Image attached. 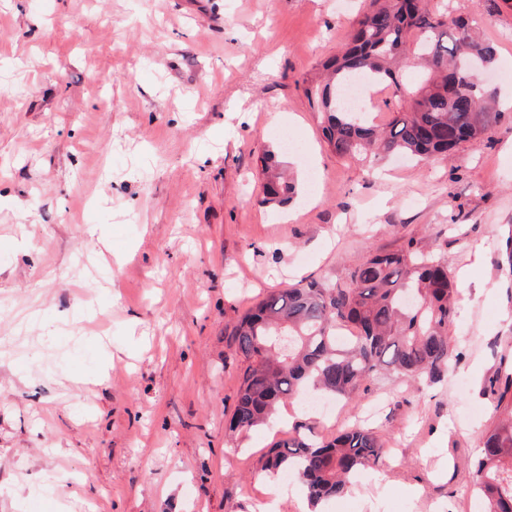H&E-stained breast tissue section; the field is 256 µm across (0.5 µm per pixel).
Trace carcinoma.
Instances as JSON below:
<instances>
[{"label":"carcinoma","mask_w":512,"mask_h":512,"mask_svg":"<svg viewBox=\"0 0 512 512\" xmlns=\"http://www.w3.org/2000/svg\"><path fill=\"white\" fill-rule=\"evenodd\" d=\"M495 50L464 18L448 21L446 0H373L358 20L342 57L327 64L319 116L328 145L340 157H446L476 141L498 121L494 95L476 83ZM427 67L419 87L396 69ZM394 87L384 101L390 120L377 125L347 108L343 89L356 77ZM272 150L261 157L266 177L261 203L282 205L297 193ZM458 290L445 258L415 247L372 251L340 287L312 282L268 292L233 327L235 354L244 364L229 431L265 424L281 403L306 392L353 399L373 374L436 382L452 358L448 328ZM382 446L369 430L353 427L328 440L288 434L264 455L263 468L292 474L316 508L342 495L350 477L377 466ZM483 512H512V421L484 436L474 470Z\"/></svg>","instance_id":"obj_1"}]
</instances>
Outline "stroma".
Instances as JSON below:
<instances>
[{
	"label": "stroma",
	"instance_id": "stroma-1",
	"mask_svg": "<svg viewBox=\"0 0 512 512\" xmlns=\"http://www.w3.org/2000/svg\"><path fill=\"white\" fill-rule=\"evenodd\" d=\"M370 3L0 0V512H300L305 489L260 478L278 426L227 428L230 332L267 291L343 285L411 238L480 285L448 378L283 408L383 444L323 512H473L480 438L512 410L490 392L512 356V109L443 159L336 156L308 93ZM454 6L512 98V0ZM285 133L297 193L273 207L259 158Z\"/></svg>",
	"mask_w": 512,
	"mask_h": 512
}]
</instances>
